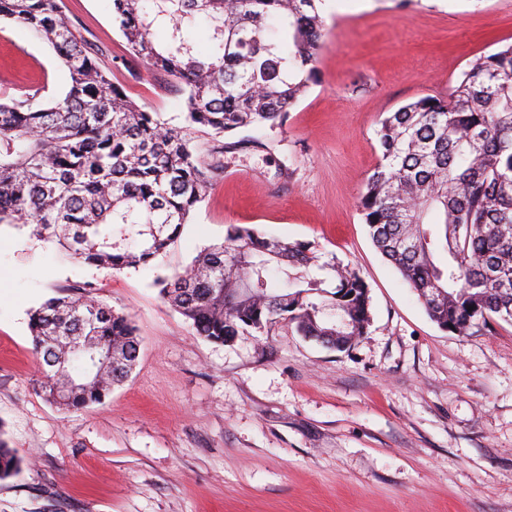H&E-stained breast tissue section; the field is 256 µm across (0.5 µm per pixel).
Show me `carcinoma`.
<instances>
[{"label": "carcinoma", "mask_w": 512, "mask_h": 512, "mask_svg": "<svg viewBox=\"0 0 512 512\" xmlns=\"http://www.w3.org/2000/svg\"><path fill=\"white\" fill-rule=\"evenodd\" d=\"M317 2L112 0L130 57L183 85L177 126L112 81L103 50L65 22L58 0H0V20L47 41L69 75L61 97L0 101V224L27 228L98 269L148 265L223 174L201 141L234 150L242 141L231 135L282 126L319 82ZM201 18L205 57L192 37ZM376 136L380 161L358 200L374 247L440 329L512 324V44L472 60L452 99L410 102ZM157 285L198 335L218 344L286 319L300 335L348 350L371 321L356 268L248 227L229 226ZM29 330L43 394L66 411L103 403L138 356L130 316L85 296L45 301L30 312ZM19 465L0 437V479Z\"/></svg>", "instance_id": "obj_1"}]
</instances>
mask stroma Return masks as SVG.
<instances>
[{"instance_id": "obj_1", "label": "stroma", "mask_w": 512, "mask_h": 512, "mask_svg": "<svg viewBox=\"0 0 512 512\" xmlns=\"http://www.w3.org/2000/svg\"><path fill=\"white\" fill-rule=\"evenodd\" d=\"M113 81L178 123L185 95L132 62L111 0H60ZM321 81L283 127L245 129L167 252L119 272L72 263L0 224V435L22 458L0 512H512V325L458 336L427 316L357 208L381 118L450 96L475 57L512 43V0H322ZM52 47L0 20V97L65 94ZM356 266L372 321L350 350L288 321L221 345L163 301L228 226ZM67 293L128 312L131 375L103 403L48 404L29 313Z\"/></svg>"}]
</instances>
